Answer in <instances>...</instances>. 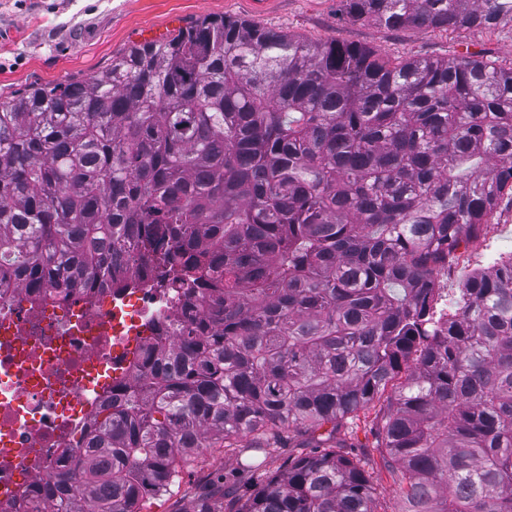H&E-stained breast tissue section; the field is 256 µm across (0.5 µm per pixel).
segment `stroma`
Returning a JSON list of instances; mask_svg holds the SVG:
<instances>
[{"mask_svg": "<svg viewBox=\"0 0 512 512\" xmlns=\"http://www.w3.org/2000/svg\"><path fill=\"white\" fill-rule=\"evenodd\" d=\"M339 0H0V100L33 87L82 80L101 71L133 44L160 38L205 16H228L282 29L312 40L364 45L394 60L452 58L470 52L512 67V21L496 27L393 31L339 12ZM512 255V222L488 224L481 236L460 248L448 283L460 287L477 271L487 245ZM385 404L361 410L351 441L372 476L378 512H398L401 493L376 446V418ZM260 477V476H259ZM259 477L242 472L234 455L220 448L198 449L169 494L147 500L142 512H196L198 495L220 485L231 496L252 489Z\"/></svg>", "mask_w": 512, "mask_h": 512, "instance_id": "1", "label": "stroma"}]
</instances>
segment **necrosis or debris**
Segmentation results:
<instances>
[{"mask_svg": "<svg viewBox=\"0 0 512 512\" xmlns=\"http://www.w3.org/2000/svg\"><path fill=\"white\" fill-rule=\"evenodd\" d=\"M120 274L130 287L0 285V512H49L45 484L82 460L113 385L133 387L150 344L193 318L182 290Z\"/></svg>", "mask_w": 512, "mask_h": 512, "instance_id": "4bbe7bcc", "label": "necrosis or debris"}]
</instances>
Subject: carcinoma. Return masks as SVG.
<instances>
[{
    "label": "carcinoma",
    "mask_w": 512,
    "mask_h": 512,
    "mask_svg": "<svg viewBox=\"0 0 512 512\" xmlns=\"http://www.w3.org/2000/svg\"><path fill=\"white\" fill-rule=\"evenodd\" d=\"M389 29L490 27L512 0H341ZM512 196V68L392 62L204 17L97 74L0 101V282L128 286L140 261L204 311L112 394L55 512H140L198 448L311 452L232 512H377L349 421L402 512H512V257L436 317L434 274ZM387 392L380 398L374 400L364 410L358 413L354 421L351 441L358 447L365 448H345L349 455H359L367 461L366 468L372 476V483L375 488L376 507L379 512H394L401 506V493L397 484L393 481V476L384 466L380 450L375 448L376 436L374 432L376 417L386 404Z\"/></svg>",
    "instance_id": "1"
}]
</instances>
